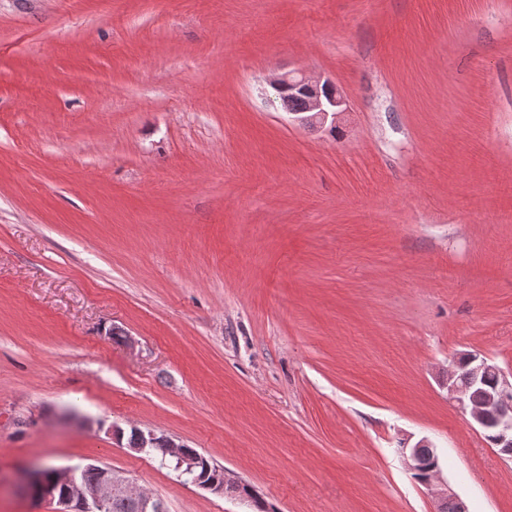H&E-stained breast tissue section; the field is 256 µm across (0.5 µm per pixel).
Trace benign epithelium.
Here are the masks:
<instances>
[{
    "instance_id": "7a95c632",
    "label": "benign epithelium",
    "mask_w": 512,
    "mask_h": 512,
    "mask_svg": "<svg viewBox=\"0 0 512 512\" xmlns=\"http://www.w3.org/2000/svg\"><path fill=\"white\" fill-rule=\"evenodd\" d=\"M270 85L276 91L282 108L291 121L305 128L319 130L327 125L334 128L338 117L347 109L345 97L328 79L321 81L302 73L288 72L271 79ZM294 98L303 100V108H292L291 100ZM467 368L474 384L482 385L488 377H494L492 389L486 392V404L476 407L470 403L465 389L456 383L454 370L448 372V394L462 405L482 430L492 431L493 443L500 454L511 458L512 373H505L478 354L469 355ZM158 445L163 447L166 457L176 463L175 470L179 478L216 494L245 499L242 493L243 483L228 476L225 471L216 470L214 476L208 480L197 475V457L186 451L183 444L167 435L142 431L139 444L132 451L142 452ZM424 446H429V443L420 440L410 448L401 449L404 464L412 474L420 472L423 467L418 449ZM90 468L96 469L100 474L99 481L94 485L86 484L82 478L83 472ZM24 483L30 496H40L57 503L58 512H102L107 502L116 495L132 498L139 512L162 510L157 499L138 489L130 477L96 464L56 471L54 487L45 482L40 469L34 468L26 473ZM424 485L440 502L453 503L456 512H469L466 502L443 480L441 468L434 467Z\"/></svg>"
}]
</instances>
